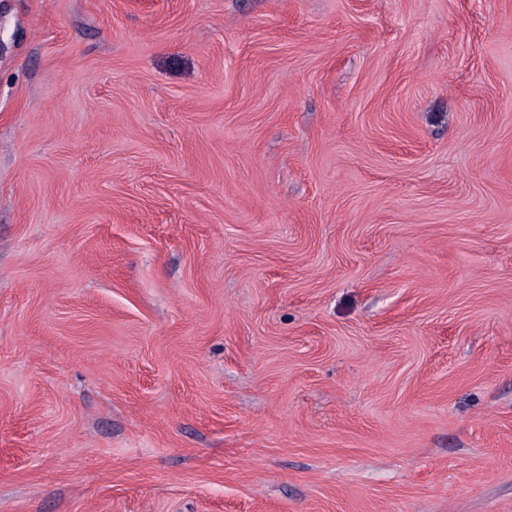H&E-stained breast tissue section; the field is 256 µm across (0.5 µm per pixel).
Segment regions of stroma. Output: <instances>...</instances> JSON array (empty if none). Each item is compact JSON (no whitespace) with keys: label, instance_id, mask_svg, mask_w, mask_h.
Instances as JSON below:
<instances>
[{"label":"stroma","instance_id":"stroma-1","mask_svg":"<svg viewBox=\"0 0 512 512\" xmlns=\"http://www.w3.org/2000/svg\"><path fill=\"white\" fill-rule=\"evenodd\" d=\"M0 512H512V0H0Z\"/></svg>","mask_w":512,"mask_h":512}]
</instances>
